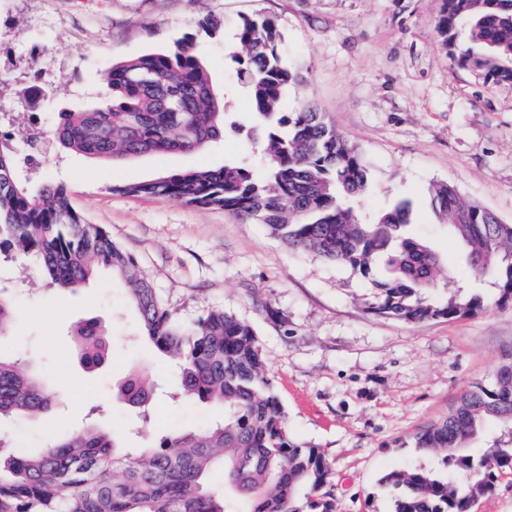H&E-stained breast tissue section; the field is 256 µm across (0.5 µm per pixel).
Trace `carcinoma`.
<instances>
[{"mask_svg": "<svg viewBox=\"0 0 512 512\" xmlns=\"http://www.w3.org/2000/svg\"><path fill=\"white\" fill-rule=\"evenodd\" d=\"M437 31L456 66L512 82V0H443ZM237 39L246 53L228 58L253 100L257 122L247 137L262 155V172L245 164L178 170L114 191L224 209L263 225L292 250L313 252L365 277L383 262L389 275L373 281L377 301L369 310L396 321L452 320L483 311L485 299L474 292L428 298L443 270L436 251L407 232L411 202L362 216L352 204L369 187L359 151L312 105L279 110L293 75L276 23L245 18ZM225 131L224 96L196 53L195 37L187 35L169 50L113 63L98 103L62 109L53 136L63 151L113 161L199 151ZM433 202L441 218H452L449 231L465 247L471 270L497 292L496 302H512V224L495 221L446 183L434 186ZM0 255L35 260L50 284L68 291L88 284L100 268L110 271L138 313L141 335L178 361L179 396L220 409L209 428L163 432L157 445L120 459L115 439L92 425L35 453L0 434V512H230L234 499L247 503L245 512H336L331 465L320 449L290 438L253 328L219 309L189 325L174 322L138 274L135 258L85 222L66 185L22 175L16 151L1 142ZM12 320L11 301L0 295V337ZM73 338L86 370L108 361L112 336L97 320L78 322ZM155 395V384L142 372L129 374L116 389L118 399L140 410L146 429L155 426ZM52 409L44 377L0 352V421ZM489 420L512 435L509 377L491 387L472 386L448 417L416 435V447L442 455L443 468L384 474L392 512H471L478 497L493 492L500 475L512 472V446L495 441L478 459L461 454Z\"/></svg>", "mask_w": 512, "mask_h": 512, "instance_id": "1", "label": "carcinoma"}]
</instances>
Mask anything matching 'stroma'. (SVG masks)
<instances>
[{
  "mask_svg": "<svg viewBox=\"0 0 512 512\" xmlns=\"http://www.w3.org/2000/svg\"><path fill=\"white\" fill-rule=\"evenodd\" d=\"M442 0H0V138L22 149L28 129L43 132L46 161L26 169L34 180H62L85 221L102 227L131 253L175 321L191 323L221 309L249 323L267 361L291 438L320 448L332 468L336 512H391L381 477L396 468L436 464L416 450L414 436L447 417L474 384L491 385L512 359V304L490 305L468 318L406 324L369 313L377 268H352L289 250L263 225L221 209L172 198L116 193L197 166L257 164L245 130L254 121L250 94L227 54L238 48L242 17L265 16L281 30L290 83L281 109L305 103L364 156L370 188L356 208L374 215L399 200L412 203L410 233L430 241L448 271L431 290L480 284L461 258L448 226L435 216L434 184L512 224V82L475 76L451 63L437 32ZM224 24L211 39L197 31L206 15ZM214 84L224 91L223 140L199 153L146 154L99 161L58 152V112L96 101L114 61L170 47L187 34ZM43 87L38 110L17 104L16 91ZM0 291L14 304L0 350L38 364L55 409L37 421L1 423L30 451L96 421L120 453L154 444L158 432L199 430L218 417L201 402H154L153 430H139L131 407L112 386L132 369L149 368L174 386L176 361L138 340V315L108 273L76 292L49 286L28 259H0ZM95 318L115 334L107 364L89 373L79 364L71 327Z\"/></svg>",
  "mask_w": 512,
  "mask_h": 512,
  "instance_id": "obj_1",
  "label": "stroma"
}]
</instances>
